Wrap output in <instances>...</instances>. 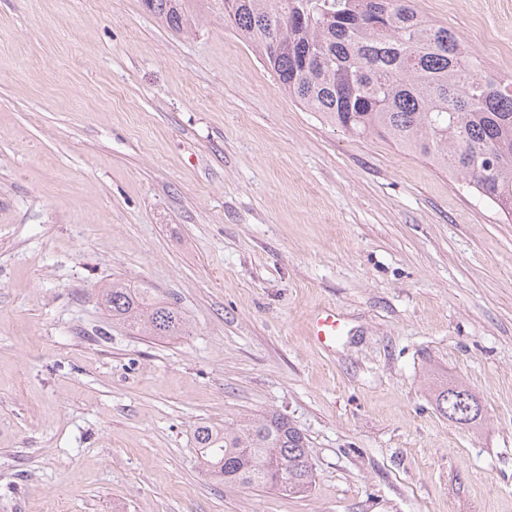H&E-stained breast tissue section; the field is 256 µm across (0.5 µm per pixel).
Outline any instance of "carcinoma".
Segmentation results:
<instances>
[{
    "label": "carcinoma",
    "instance_id": "1",
    "mask_svg": "<svg viewBox=\"0 0 512 512\" xmlns=\"http://www.w3.org/2000/svg\"><path fill=\"white\" fill-rule=\"evenodd\" d=\"M175 32L196 24L194 0H142ZM224 20L288 96L344 132L378 138L461 179L512 217V81L488 73L447 26L414 0H220ZM112 320L145 336H178L182 315L114 280L102 290ZM461 385L436 397L471 424ZM201 463L226 485L306 493L313 463L283 415H239L195 431Z\"/></svg>",
    "mask_w": 512,
    "mask_h": 512
}]
</instances>
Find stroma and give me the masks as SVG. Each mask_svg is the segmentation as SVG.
Instances as JSON below:
<instances>
[{
  "label": "stroma",
  "instance_id": "1",
  "mask_svg": "<svg viewBox=\"0 0 512 512\" xmlns=\"http://www.w3.org/2000/svg\"><path fill=\"white\" fill-rule=\"evenodd\" d=\"M415 4L512 62V0ZM203 13L0 0V512H512V220L306 110ZM116 279L184 333L114 322ZM446 384L479 420L440 414ZM267 411L307 439L306 494L198 463V425ZM144 8L175 32L196 24L198 14L193 0H142ZM339 329V320L333 308L321 309L312 320V336L320 344L327 345L332 342Z\"/></svg>",
  "mask_w": 512,
  "mask_h": 512
}]
</instances>
